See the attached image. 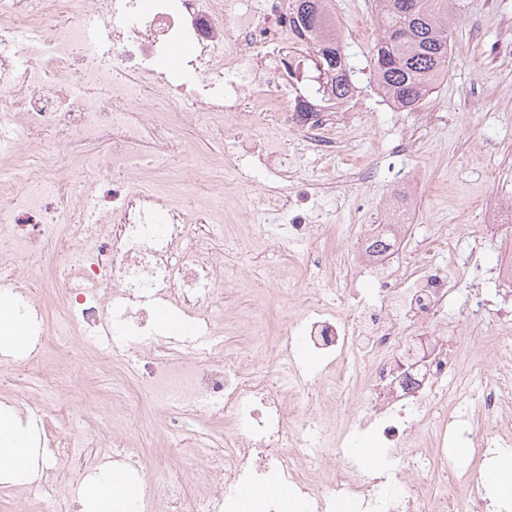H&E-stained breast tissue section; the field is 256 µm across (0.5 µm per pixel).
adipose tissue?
Listing matches in <instances>:
<instances>
[{"instance_id":"ef3b65f1","label":"adipose tissue","mask_w":512,"mask_h":512,"mask_svg":"<svg viewBox=\"0 0 512 512\" xmlns=\"http://www.w3.org/2000/svg\"><path fill=\"white\" fill-rule=\"evenodd\" d=\"M42 472L39 450L23 428L10 416L0 417V483L29 484ZM140 489L129 484L123 473L107 471L86 484L80 512H126L137 502Z\"/></svg>"}]
</instances>
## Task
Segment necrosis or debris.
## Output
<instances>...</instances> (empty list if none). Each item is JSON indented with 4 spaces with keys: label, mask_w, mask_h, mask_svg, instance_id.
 Segmentation results:
<instances>
[{
    "label": "necrosis or debris",
    "mask_w": 512,
    "mask_h": 512,
    "mask_svg": "<svg viewBox=\"0 0 512 512\" xmlns=\"http://www.w3.org/2000/svg\"><path fill=\"white\" fill-rule=\"evenodd\" d=\"M172 53L181 58L174 74L165 68ZM307 55L288 0H0V288L11 290L9 318L29 336L25 347L0 351L7 405L63 426L92 415L65 398L45 406L19 377L52 334L40 284L21 274L43 255L66 297L70 335L108 338L99 367L124 352L143 362L114 405L133 424L95 442L127 462L129 480H142L130 461L141 445L136 418L224 424L223 444L197 434L155 457L167 475L164 506L145 494L138 512H238L246 483L270 488L248 512H278L284 491L298 512H335L340 499L352 512H512L511 494L474 475L512 447V347L498 343L471 366L461 356L467 342L455 352L420 343L447 334L460 281L370 247L384 235L414 237L399 214L421 190L420 175L402 176L401 193L376 223L353 231L350 249H330L334 226L320 189L298 178L289 144L320 158L344 150L360 93L325 105L301 96L294 72ZM182 124L217 147L207 159L210 190H223L228 171L243 183L257 169L275 178L247 208L287 216V235L272 242L277 253L287 258L306 244L299 268L318 266L329 288L364 275L372 283L349 311L314 294L277 336L275 370L246 371L247 355L224 350L214 312L234 305L235 293L218 285L216 210L206 202L187 210L162 187L181 164ZM77 154L86 164L79 175L67 162ZM491 271L502 293H473L463 317L480 335L512 329V255ZM161 306L182 312L202 343L158 335ZM305 354L335 369L341 395L359 411L330 415L300 403L310 386L299 366ZM481 366L494 372L492 384L480 381ZM366 441L376 463L361 452ZM198 448L203 486L172 461ZM439 474L463 479L465 498L433 492Z\"/></svg>",
    "instance_id": "4bbe7bcc"
}]
</instances>
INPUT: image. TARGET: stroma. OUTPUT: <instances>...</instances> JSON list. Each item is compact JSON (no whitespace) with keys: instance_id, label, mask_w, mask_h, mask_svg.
<instances>
[{"instance_id":"obj_1","label":"stroma","mask_w":512,"mask_h":512,"mask_svg":"<svg viewBox=\"0 0 512 512\" xmlns=\"http://www.w3.org/2000/svg\"><path fill=\"white\" fill-rule=\"evenodd\" d=\"M332 10L341 21L349 62L362 91L360 112L348 136V150L320 161L309 152L298 153V175L312 184L335 182V191L322 204L333 215L337 241L346 245L351 225L373 223L375 213L394 193L397 172L421 173L425 191L409 203L408 221L417 228V241L442 226L450 242L449 249L433 258V267L460 276L467 287L494 290L489 260L512 251V241L491 243L484 250L485 260L468 268L457 267L456 252L468 248L488 194L512 197V62L495 53L497 45L512 44V0H466L464 12L451 25V64L422 106L433 115L426 123L415 121L411 112H393L377 103L369 83L376 35L372 0H333ZM401 125L412 133L405 145L396 136ZM365 164L377 165V178L355 183V171ZM251 247L261 253L260 264L239 255L224 259L225 269L232 273L227 285L238 292L237 307L223 314L224 341L231 349L257 346L253 363L266 368L267 346L301 312L309 280L296 277L263 240H252ZM258 300L267 305L269 316L257 332L246 312ZM41 363L53 371L73 365V379L58 392L75 404L85 399L107 404L119 392L118 380L131 378L118 364L99 369L91 342L75 360L50 350Z\"/></svg>"}]
</instances>
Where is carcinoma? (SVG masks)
<instances>
[{
	"label": "carcinoma",
	"instance_id": "cac0c4a2",
	"mask_svg": "<svg viewBox=\"0 0 512 512\" xmlns=\"http://www.w3.org/2000/svg\"><path fill=\"white\" fill-rule=\"evenodd\" d=\"M296 27L314 38L312 53L336 99L355 88L348 54L340 50L339 29L330 25L332 0H290ZM378 35L372 48L369 82L402 108L425 99L448 69V18L464 0H374Z\"/></svg>",
	"mask_w": 512,
	"mask_h": 512
}]
</instances>
